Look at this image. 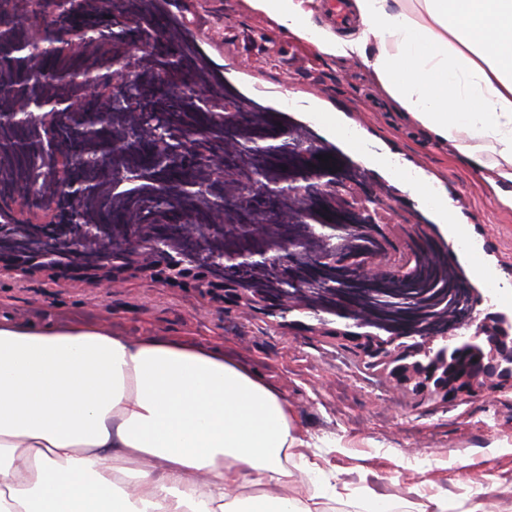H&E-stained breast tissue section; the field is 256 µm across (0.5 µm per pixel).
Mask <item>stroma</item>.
Returning <instances> with one entry per match:
<instances>
[{
    "instance_id": "stroma-1",
    "label": "stroma",
    "mask_w": 512,
    "mask_h": 512,
    "mask_svg": "<svg viewBox=\"0 0 512 512\" xmlns=\"http://www.w3.org/2000/svg\"><path fill=\"white\" fill-rule=\"evenodd\" d=\"M171 11L198 34L202 53L241 93L286 113L330 151L359 161L360 151L383 154L368 165L372 182L392 194L388 232L410 244L416 230L448 249L466 276L472 260L512 286V211L486 193L480 175L449 155L418 123L388 103L358 64L324 56L288 35L245 0H172ZM336 113L360 140L351 149L319 121ZM427 178L447 196L470 249L446 235L436 214L411 195L400 172ZM46 323L77 318L129 336L187 338L223 345L286 397L318 463L347 481L365 479L377 492L410 502L448 496V512L483 502L488 512H512V387L495 397L448 402L396 388L384 365H367L334 337L348 320L332 317L331 334L309 314L244 312L219 294L177 286L137 271L105 290L72 273L48 280L37 273L0 277V318Z\"/></svg>"
}]
</instances>
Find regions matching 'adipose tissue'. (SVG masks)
Wrapping results in <instances>:
<instances>
[{"instance_id": "obj_1", "label": "adipose tissue", "mask_w": 512, "mask_h": 512, "mask_svg": "<svg viewBox=\"0 0 512 512\" xmlns=\"http://www.w3.org/2000/svg\"><path fill=\"white\" fill-rule=\"evenodd\" d=\"M248 0L318 52L361 64L395 110L467 159L512 210V0ZM342 489L285 397L223 348L74 322H0V512H318Z\"/></svg>"}]
</instances>
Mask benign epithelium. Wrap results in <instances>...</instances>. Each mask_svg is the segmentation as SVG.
<instances>
[{
	"label": "benign epithelium",
	"mask_w": 512,
	"mask_h": 512,
	"mask_svg": "<svg viewBox=\"0 0 512 512\" xmlns=\"http://www.w3.org/2000/svg\"><path fill=\"white\" fill-rule=\"evenodd\" d=\"M88 99L72 113H37L41 136L55 151L52 165L42 169L43 178L57 186L54 201L44 204L35 191H22L0 197V208L17 212L12 224H0V242L21 239L36 233L52 249L68 254L70 262H56L46 247L13 253L0 249V273L26 276L32 271L49 275L74 270L98 285L118 287L119 275L131 268L150 273L169 283L193 282L196 288L223 293L224 302L242 309H262L286 314L310 313L320 327L329 315L351 320L365 328L374 317L363 306L361 296L375 282L389 280L405 295L406 306L395 313L393 338L379 341L369 332L334 330L336 336L351 343L360 357L372 366L391 367L395 385H408L417 396H439L442 400L492 396L505 384L512 385V334L504 327L506 318L482 307L484 300L473 289H461L464 305L462 321L453 319L438 300L426 301L420 294L428 241L416 239L410 248H397L389 233L386 215L392 211L391 200L370 182L358 183L349 170L359 164L348 159H318L323 149L309 140H298L288 148V166L295 172L288 188L272 184L252 188V193L275 200L288 196L292 210L280 224H243V240L230 251L217 249L209 264L196 263L178 247V242L224 240V211L213 213L209 224H153L144 227L137 214L124 217L119 231L104 224H85L76 200L94 189V182L83 171L104 169L115 152L124 151L134 142L151 146L155 160L164 166L180 162L168 155L167 137L159 130L138 125L112 128V113L99 112L100 82L96 76L86 81ZM192 95L205 108L224 113V122L232 121L238 111L239 97L227 96L217 104L198 85ZM238 144L226 141L220 150L193 166L203 179L192 182L212 194L240 188L232 158ZM323 212L321 222L312 232L319 239L316 252L309 254L304 241L288 234V225L311 223V214ZM108 252L112 263L98 264L88 255ZM223 269L217 275L214 267ZM273 269L281 280L301 283L299 288L276 284L259 288L249 273Z\"/></svg>",
	"instance_id": "obj_1"
}]
</instances>
